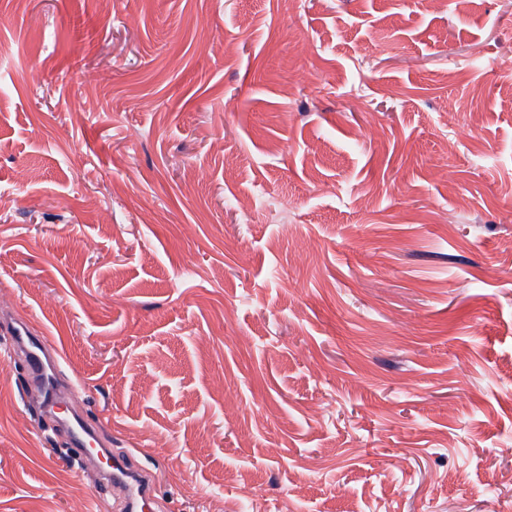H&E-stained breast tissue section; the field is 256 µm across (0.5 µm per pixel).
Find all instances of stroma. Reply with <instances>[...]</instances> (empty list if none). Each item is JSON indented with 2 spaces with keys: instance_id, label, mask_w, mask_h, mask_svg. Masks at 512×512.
Instances as JSON below:
<instances>
[{
  "instance_id": "1",
  "label": "stroma",
  "mask_w": 512,
  "mask_h": 512,
  "mask_svg": "<svg viewBox=\"0 0 512 512\" xmlns=\"http://www.w3.org/2000/svg\"><path fill=\"white\" fill-rule=\"evenodd\" d=\"M19 321L157 512H512V0H0V512H113ZM11 336L13 351L24 357L28 379L38 385H50L51 378L56 381L57 371L64 358L50 345L48 337L36 336L23 323L12 326Z\"/></svg>"
}]
</instances>
